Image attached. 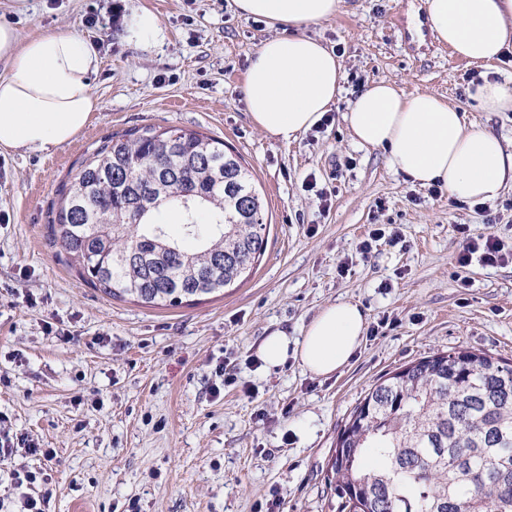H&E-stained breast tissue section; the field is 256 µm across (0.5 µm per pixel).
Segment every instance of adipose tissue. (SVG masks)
<instances>
[{
    "label": "adipose tissue",
    "mask_w": 512,
    "mask_h": 512,
    "mask_svg": "<svg viewBox=\"0 0 512 512\" xmlns=\"http://www.w3.org/2000/svg\"><path fill=\"white\" fill-rule=\"evenodd\" d=\"M342 0H233L244 18L285 24L288 35L263 42L244 75L253 124L284 141L316 126L340 93L341 62L307 25L335 16ZM425 23L459 57L478 65L468 89L485 112H512V85L496 79V64L512 51V0H424ZM0 148L47 152L73 139L97 110L92 81L100 57L72 33H48L20 42L0 23ZM344 119L361 146L382 149L390 167L422 186L439 185L473 202L512 187V147L431 93L406 99L393 84L367 86ZM365 314L349 301L322 307L300 338L275 330L258 354L265 368L299 360L314 376H329L353 358Z\"/></svg>",
    "instance_id": "ef3b65f1"
}]
</instances>
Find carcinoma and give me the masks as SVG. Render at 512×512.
Returning <instances> with one entry per match:
<instances>
[{"instance_id": "cac0c4a2", "label": "carcinoma", "mask_w": 512, "mask_h": 512, "mask_svg": "<svg viewBox=\"0 0 512 512\" xmlns=\"http://www.w3.org/2000/svg\"><path fill=\"white\" fill-rule=\"evenodd\" d=\"M157 187L133 209L129 186ZM49 240L88 286L178 306L249 276L265 250L263 205L224 141L180 128L113 134L57 190ZM336 489L369 512H512V365L458 349L375 384L338 434Z\"/></svg>"}]
</instances>
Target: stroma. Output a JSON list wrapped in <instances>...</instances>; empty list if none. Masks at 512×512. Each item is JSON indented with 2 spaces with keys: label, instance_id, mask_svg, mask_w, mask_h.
Wrapping results in <instances>:
<instances>
[{
  "label": "stroma",
  "instance_id": "1",
  "mask_svg": "<svg viewBox=\"0 0 512 512\" xmlns=\"http://www.w3.org/2000/svg\"><path fill=\"white\" fill-rule=\"evenodd\" d=\"M233 0H0L21 39L66 31L101 59L99 107L47 153L0 149V505L24 495L44 512H339L332 455L366 392L398 368L466 348L512 363V262L462 269L457 225L512 247V188L471 203L394 172L343 119L368 84L432 92L512 143V112H483L466 89L481 69L432 34L409 30L422 0H343L306 33L341 58L329 121L290 141L256 128L244 74L284 28L235 13ZM160 34L131 37V17ZM143 126L224 140L264 203L267 244L221 295L177 307L110 297L52 246L59 185L105 137ZM383 237L360 246L374 229ZM358 303L361 345L329 377L257 357L276 329L301 336L326 304ZM39 447L29 453L28 443ZM32 475L33 483L17 484ZM131 30L140 39L156 35L159 31L158 19L150 11L143 10L133 18Z\"/></svg>",
  "mask_w": 512,
  "mask_h": 512
}]
</instances>
